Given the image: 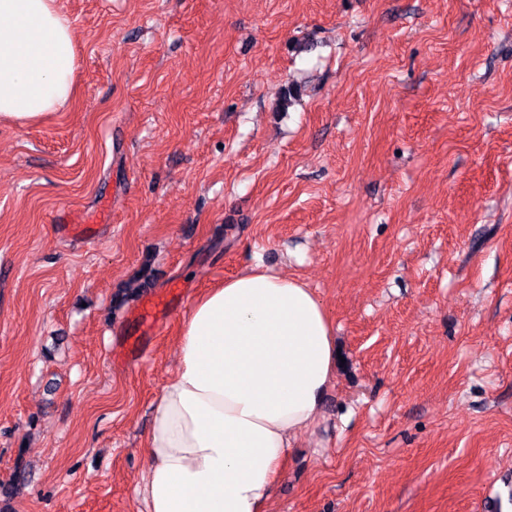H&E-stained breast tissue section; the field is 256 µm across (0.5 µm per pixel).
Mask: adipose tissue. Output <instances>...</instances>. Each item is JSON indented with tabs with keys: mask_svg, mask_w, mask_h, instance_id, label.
<instances>
[{
	"mask_svg": "<svg viewBox=\"0 0 512 512\" xmlns=\"http://www.w3.org/2000/svg\"><path fill=\"white\" fill-rule=\"evenodd\" d=\"M75 62L57 0H0V121L62 108ZM177 355L135 487L144 512H268L288 450L333 378L322 302L298 278L248 267L196 299Z\"/></svg>",
	"mask_w": 512,
	"mask_h": 512,
	"instance_id": "ef3b65f1",
	"label": "adipose tissue"
}]
</instances>
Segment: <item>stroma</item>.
<instances>
[{"label": "stroma", "instance_id": "stroma-1", "mask_svg": "<svg viewBox=\"0 0 512 512\" xmlns=\"http://www.w3.org/2000/svg\"><path fill=\"white\" fill-rule=\"evenodd\" d=\"M58 3L75 95L0 123V512H139L180 321L257 263L345 359L269 512H512V0ZM153 277V269L151 267L150 259L148 257L142 262L140 269L137 272V277L130 280L123 287H121L113 297V308H121L138 297L141 288Z\"/></svg>", "mask_w": 512, "mask_h": 512}]
</instances>
